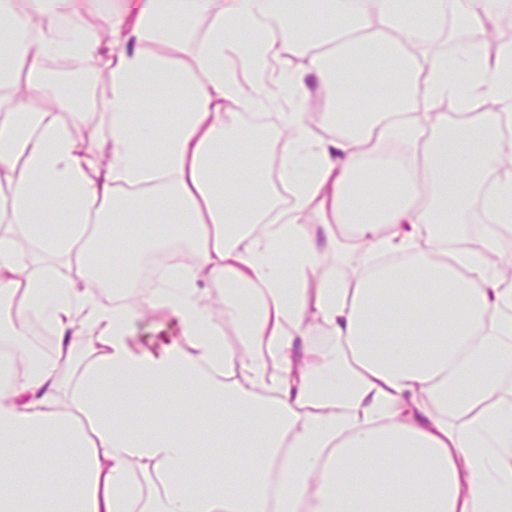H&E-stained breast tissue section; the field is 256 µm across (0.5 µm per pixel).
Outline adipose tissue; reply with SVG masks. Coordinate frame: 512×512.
Returning <instances> with one entry per match:
<instances>
[{
	"label": "adipose tissue",
	"instance_id": "1",
	"mask_svg": "<svg viewBox=\"0 0 512 512\" xmlns=\"http://www.w3.org/2000/svg\"><path fill=\"white\" fill-rule=\"evenodd\" d=\"M40 2L0 0V347L13 355L0 365V512H149L141 470L167 477L161 512H512V289L486 259L512 224V178L483 199L484 250L449 253L438 232L464 223L512 152V44L491 57L471 42L449 65L431 39L448 0L411 21L394 0ZM200 15L206 34L179 58ZM285 50L306 63L274 73ZM51 58L108 74L107 166L77 136L85 100L48 78ZM310 76L321 126L360 98L357 133L322 138L292 110ZM159 78L185 103L176 123L140 119ZM256 82L274 91L252 106L279 109L286 133L285 211L264 185L231 195L214 178L261 156L224 109ZM449 100L480 119L449 126ZM488 101L500 111L481 112ZM392 139L411 150L404 164L381 153ZM313 203L318 231L302 221ZM58 223L67 239L41 235ZM145 223L167 225L193 262L137 303L102 304L90 281L125 292L139 256L165 244L124 245ZM58 256L74 277L52 275ZM329 256L357 278L319 277ZM146 310L177 317L182 340L134 352L129 324ZM34 321L55 332L53 353L31 343ZM318 330L332 352L306 346ZM33 460L39 477L19 480Z\"/></svg>",
	"mask_w": 512,
	"mask_h": 512
}]
</instances>
